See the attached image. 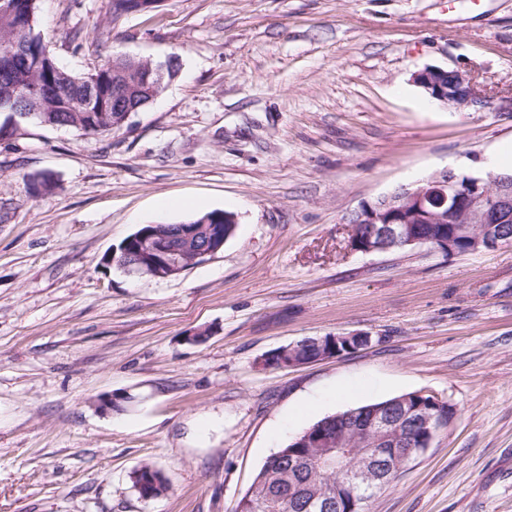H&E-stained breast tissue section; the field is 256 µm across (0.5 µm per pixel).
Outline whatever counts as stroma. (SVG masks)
Listing matches in <instances>:
<instances>
[{
	"mask_svg": "<svg viewBox=\"0 0 512 512\" xmlns=\"http://www.w3.org/2000/svg\"><path fill=\"white\" fill-rule=\"evenodd\" d=\"M37 29L77 74L113 54L179 72L117 132L0 144V512H231L315 421L415 390L457 415L369 512H512V244L363 254L344 222L512 146V112L412 80L458 67L512 91V0H163L115 23L109 0H39ZM45 171L50 195L30 181ZM215 209L235 236L178 277L104 262L142 225ZM342 333L373 341L263 363ZM124 393L126 411L96 405ZM146 462L167 495L133 487Z\"/></svg>",
	"mask_w": 512,
	"mask_h": 512,
	"instance_id": "obj_1",
	"label": "stroma"
}]
</instances>
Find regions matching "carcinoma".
<instances>
[{
  "mask_svg": "<svg viewBox=\"0 0 512 512\" xmlns=\"http://www.w3.org/2000/svg\"><path fill=\"white\" fill-rule=\"evenodd\" d=\"M39 0H0V98L12 93H39L45 96L44 111L23 119L9 106L0 108V141H9L26 125L69 128L84 134H110L121 129L128 116L117 105L139 111L149 107L155 98L153 82L131 79L119 83L113 74L132 70L124 58H108L94 71L96 93L86 111L70 112L61 95L46 96V91L59 83L63 70L56 57L36 30ZM36 192L45 195L55 189L49 173L32 177ZM334 347L330 336L306 337L296 343L295 350L303 361H311ZM336 429V415L325 416L294 437L286 446L271 455L255 475L244 494L238 498L233 512H289L290 484L307 483L311 494L331 496L336 489L347 491L344 476L336 472L295 471L288 473V451L307 448L306 439L319 431ZM140 497L154 499L168 493L170 486L161 472L145 463L131 476Z\"/></svg>",
  "mask_w": 512,
  "mask_h": 512,
  "instance_id": "cac0c4a2",
  "label": "carcinoma"
}]
</instances>
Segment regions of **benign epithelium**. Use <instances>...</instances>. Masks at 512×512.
Instances as JSON below:
<instances>
[{
  "label": "benign epithelium",
  "mask_w": 512,
  "mask_h": 512,
  "mask_svg": "<svg viewBox=\"0 0 512 512\" xmlns=\"http://www.w3.org/2000/svg\"><path fill=\"white\" fill-rule=\"evenodd\" d=\"M145 78L155 77L160 85L169 75L167 65L153 59H145ZM413 82L422 87L431 98L456 110H484L495 107L512 112V94L493 103L481 89L477 79L469 72L452 68L427 66L413 76ZM461 178L452 169H442L413 183L402 185L393 192L375 201L363 202L344 218L347 224H365L368 233L349 239L350 249L361 253L389 252L401 244H416L425 241L417 236L414 224H443L436 241L438 250L454 255L452 244L468 235V225L485 224L490 234L475 241V247L494 249L507 243L495 226L512 223V175L507 177L494 171L484 175H467L465 185L460 188ZM222 229L217 224H186L177 235L197 240L206 239V244L196 249L190 260L181 251L168 246L169 238L162 236L156 225L147 224L135 240L139 249L148 256V263L133 262L127 265L129 276H149L154 279H170L182 274L189 266L218 252L209 242L219 237ZM336 349L323 357H338L348 353L371 337L360 333L337 335ZM455 410L449 401L431 395L428 403L403 406L397 410L375 408L361 414L355 412L336 424V432L315 440L322 452L315 456L296 453L297 465L319 468L336 466L344 472L351 486L375 491L390 484L394 464H407L431 446L443 430L439 414ZM416 425L420 443L408 436L407 423ZM358 427L372 434L359 448H345L344 434L347 429ZM302 508V512H354L356 499L338 493L336 497L318 499L296 491L288 497V510Z\"/></svg>",
  "instance_id": "benign-epithelium-1"
}]
</instances>
